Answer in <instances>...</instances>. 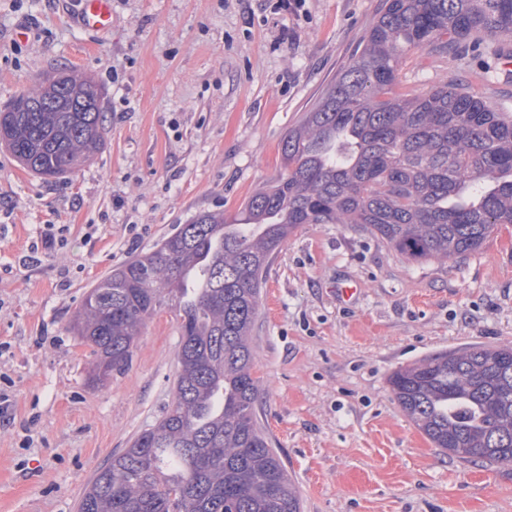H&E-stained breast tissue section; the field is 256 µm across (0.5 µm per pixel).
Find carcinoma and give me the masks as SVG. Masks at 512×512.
<instances>
[{
	"mask_svg": "<svg viewBox=\"0 0 512 512\" xmlns=\"http://www.w3.org/2000/svg\"><path fill=\"white\" fill-rule=\"evenodd\" d=\"M512 0H380L374 24L281 145L284 171L230 215L201 212L85 295L73 330L95 370L132 360L146 318L181 317L180 373L159 423L95 476L77 512H301L259 425L250 342L271 256L302 224H355L413 261L446 262L512 224V111L443 83L391 93L414 51L486 66L512 52ZM40 85L17 95L54 109L0 112V136L45 180L74 173L104 142L106 116ZM435 447L512 465V345L435 354L389 378Z\"/></svg>",
	"mask_w": 512,
	"mask_h": 512,
	"instance_id": "cac0c4a2",
	"label": "carcinoma"
}]
</instances>
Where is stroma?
Segmentation results:
<instances>
[{"instance_id":"obj_1","label":"stroma","mask_w":512,"mask_h":512,"mask_svg":"<svg viewBox=\"0 0 512 512\" xmlns=\"http://www.w3.org/2000/svg\"><path fill=\"white\" fill-rule=\"evenodd\" d=\"M379 0H114L111 29L76 0H0V107L68 69L102 91L106 140L46 182L0 147V512H76L98 470L162 418L180 318L163 308L102 386L70 321L88 289L204 211L231 214L284 170L281 144L348 62ZM34 28L27 41L18 25ZM412 53L399 91L447 81ZM512 342V224L458 262L407 260L368 233L305 224L261 288L259 420L302 512H512V466L435 448L391 374ZM82 7L73 18L86 33H103L112 27V0H80Z\"/></svg>"}]
</instances>
